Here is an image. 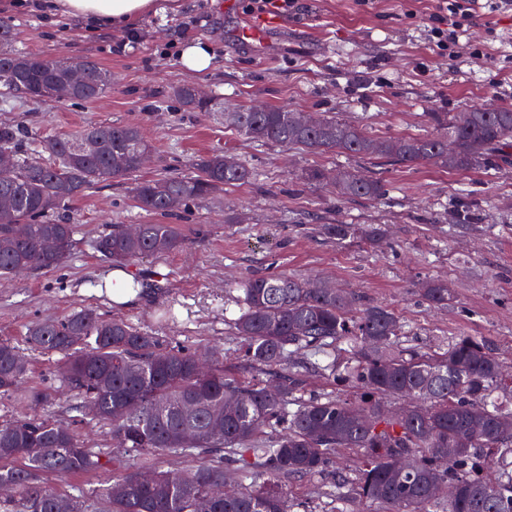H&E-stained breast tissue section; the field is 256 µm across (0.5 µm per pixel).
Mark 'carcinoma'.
Segmentation results:
<instances>
[{"instance_id": "1", "label": "carcinoma", "mask_w": 512, "mask_h": 512, "mask_svg": "<svg viewBox=\"0 0 512 512\" xmlns=\"http://www.w3.org/2000/svg\"><path fill=\"white\" fill-rule=\"evenodd\" d=\"M15 29L0 21V86L21 90L36 102L57 99V87L79 68L83 84L69 97L90 102L112 87V72L88 57H34L14 47ZM183 109L213 112L214 103L190 84L173 88ZM432 131L422 137L374 138L362 127L334 117L314 124L286 106L263 112L244 108L224 113V125L248 139L313 153L376 156L413 167L435 163L454 171L488 169L512 146V105L427 112ZM150 144L132 125L96 122L78 138L55 137L30 143L21 128L0 124V153L12 164L0 169V197L12 205L0 210V278L28 270L55 269L71 254L73 227L51 216L95 185L139 170L140 153ZM244 164L222 153L201 157L195 172L146 179L134 189L138 207L173 215L190 203L251 181ZM336 189L348 199L376 201L385 184L356 170H336ZM320 231L338 243L361 237L379 245L384 231L369 225L324 224ZM58 245L55 250L46 243ZM171 224L139 225L132 237L119 225L100 237L96 249L116 262L164 254L182 247ZM239 315L232 320L250 367L286 376L245 381L224 373V355L211 354L210 368L196 371V354L164 343L123 319L104 320L81 310L58 320H38L27 332L30 344L63 356L59 376L92 409L93 419L112 426V444L137 453L174 459L212 456L197 469L154 473L150 483L126 473V461L87 445L76 429L57 420L29 415L0 424V483L14 495L0 498V512H57L61 499L44 479L82 474L107 465L117 476L100 492L67 497L70 512H294L288 489L274 482L263 490L228 486L224 466L240 481L263 471L308 478L324 473L340 448L354 449L353 468L336 474L331 496L381 504L389 512H512V466L493 477L494 458L512 457V384L488 340L457 336L433 353L403 343L399 316L359 304L354 294L331 284L268 275L240 285ZM423 300L446 306L448 283L425 280ZM331 385L320 395L302 392L295 359ZM33 381L29 363L17 348L0 343V395L37 404L51 399ZM194 403V413L181 411ZM224 408L223 424L212 425V411ZM451 448L447 463L443 451ZM412 459L408 471L397 456ZM455 486L460 494L441 505L436 489Z\"/></svg>"}]
</instances>
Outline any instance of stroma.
<instances>
[{
	"instance_id": "stroma-1",
	"label": "stroma",
	"mask_w": 512,
	"mask_h": 512,
	"mask_svg": "<svg viewBox=\"0 0 512 512\" xmlns=\"http://www.w3.org/2000/svg\"><path fill=\"white\" fill-rule=\"evenodd\" d=\"M437 10V0H298L281 17L247 13L243 0H153L131 28L92 29L0 0V20L14 26L20 52L89 57L112 72L111 90L93 102L0 96V123L21 127L35 141L74 138L94 122L128 124L153 147L146 167L96 185L60 213L74 227V248L63 265L0 280V341L24 346L30 322L92 309L174 346L218 348L225 372L250 378L254 371L230 327L237 286L276 273L320 278L355 291L362 303L393 310L405 324V344L432 351L456 336L482 337L512 367V154L488 170L410 168L255 142L224 126V110L285 105L354 122L375 137H416L430 130L427 113L512 103V8L495 11L480 0L450 53L429 41L424 19ZM252 27L257 40L241 39V30ZM132 30L134 44L127 41ZM190 43L212 54L211 70L182 69L180 54ZM183 83L221 103L222 111H183L172 95ZM214 152L235 155L253 180L170 217L182 248L123 263L138 288L129 303L114 304L103 277L115 265L96 251V239L119 224L149 222L135 201L138 182L190 173L193 162ZM342 167L379 179L386 195L345 200L331 182L304 178L313 168L332 174ZM462 201L474 225L449 232L448 210ZM323 224H379L387 241L339 244L320 234ZM428 277L447 280L454 292L448 308L421 303L419 284ZM30 358L37 381L59 393L37 406L0 398V423L31 412L77 422L88 444L126 456L139 473L209 463L206 454L176 461L122 453L108 426L85 421L78 396L57 374L58 355L34 351ZM355 459L344 448L324 474L289 478L298 512H331V485Z\"/></svg>"
}]
</instances>
